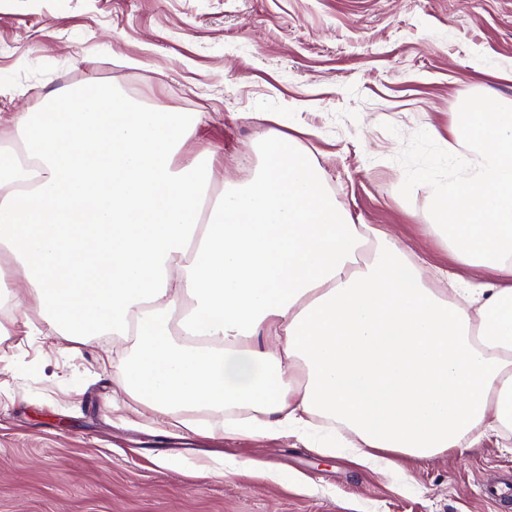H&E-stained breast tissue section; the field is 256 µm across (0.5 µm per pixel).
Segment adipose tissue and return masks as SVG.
<instances>
[{
    "label": "adipose tissue",
    "instance_id": "1",
    "mask_svg": "<svg viewBox=\"0 0 512 512\" xmlns=\"http://www.w3.org/2000/svg\"><path fill=\"white\" fill-rule=\"evenodd\" d=\"M68 120L18 112L0 146V254L21 268L0 335L131 337L121 389L159 421L204 410L228 437L433 458L512 431V285L446 295L386 232L353 223L272 116L266 160L209 201L175 163L199 113L132 111L111 87ZM427 229L457 261L512 278V103L464 100Z\"/></svg>",
    "mask_w": 512,
    "mask_h": 512
}]
</instances>
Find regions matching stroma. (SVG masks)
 Returning a JSON list of instances; mask_svg holds the SVG:
<instances>
[{
  "instance_id": "35a3bbf8",
  "label": "stroma",
  "mask_w": 512,
  "mask_h": 512,
  "mask_svg": "<svg viewBox=\"0 0 512 512\" xmlns=\"http://www.w3.org/2000/svg\"><path fill=\"white\" fill-rule=\"evenodd\" d=\"M96 82L155 112H201L187 152L223 179L264 162L265 112L321 167L354 222L464 284L425 228L448 171L460 96L512 101V0H0V145L17 112ZM109 333L0 335V512H512L484 484L512 472V435L383 470L293 437L200 436L117 393ZM279 473L281 481L270 480Z\"/></svg>"
}]
</instances>
